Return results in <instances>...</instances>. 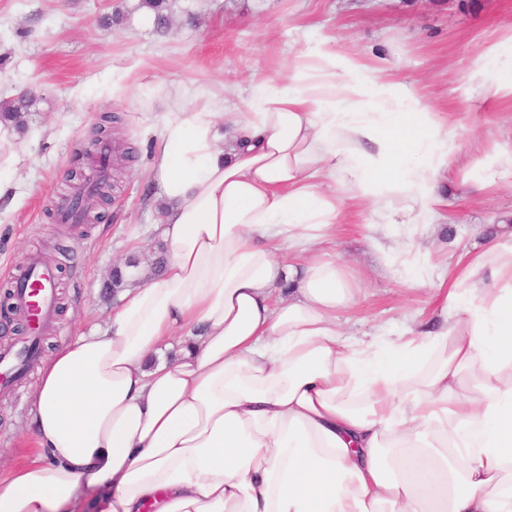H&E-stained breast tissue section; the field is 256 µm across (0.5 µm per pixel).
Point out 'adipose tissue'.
I'll list each match as a JSON object with an SVG mask.
<instances>
[{"instance_id": "obj_1", "label": "adipose tissue", "mask_w": 512, "mask_h": 512, "mask_svg": "<svg viewBox=\"0 0 512 512\" xmlns=\"http://www.w3.org/2000/svg\"><path fill=\"white\" fill-rule=\"evenodd\" d=\"M486 98L512 95L489 70ZM381 68L320 40L239 94L156 119L166 265L41 363L0 512H512V243L467 254L437 312L389 343L336 312L361 291L325 232L345 206L435 223L463 143ZM480 187L512 147L473 158Z\"/></svg>"}]
</instances>
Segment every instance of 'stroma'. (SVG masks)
I'll use <instances>...</instances> for the list:
<instances>
[{
	"instance_id": "35a3bbf8",
	"label": "stroma",
	"mask_w": 512,
	"mask_h": 512,
	"mask_svg": "<svg viewBox=\"0 0 512 512\" xmlns=\"http://www.w3.org/2000/svg\"><path fill=\"white\" fill-rule=\"evenodd\" d=\"M113 14L118 22L107 23ZM172 17L160 30L140 0H0V95L33 97L12 173L16 196L11 210H0V288L52 245L67 248L57 273L65 310L46 332L49 345L104 324L120 302L107 284L131 241L147 257L162 245L149 180L153 116L190 108L195 90L218 95L225 83L246 89L284 72L296 49L317 39L368 64L394 63V79L446 114L469 145L448 172L439 224L423 236L422 273L370 244L404 241L405 228L347 206L336 253L362 291L337 314L345 332L385 342L411 316L430 314L434 288L463 253L481 247L480 228L495 231L512 218V184L479 195L469 170L471 154L512 146V96L485 101L471 80L484 51L512 38V0H172ZM106 112L121 117L119 137L135 144L137 157L110 202L93 212L84 239L80 225L60 223L48 209L67 191V171L94 173L83 146ZM37 382L33 368L0 391L1 479L30 452L22 436Z\"/></svg>"
}]
</instances>
